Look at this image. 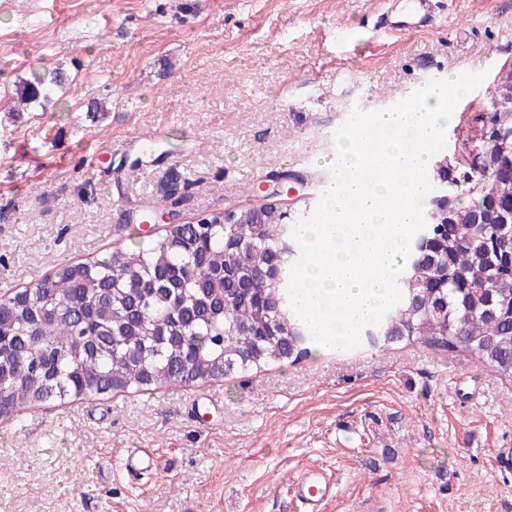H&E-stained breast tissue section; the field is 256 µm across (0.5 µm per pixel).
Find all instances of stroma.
<instances>
[{"label": "stroma", "instance_id": "obj_1", "mask_svg": "<svg viewBox=\"0 0 512 512\" xmlns=\"http://www.w3.org/2000/svg\"><path fill=\"white\" fill-rule=\"evenodd\" d=\"M380 0H0V294L129 246L174 193L180 221L259 204L275 172L320 195L335 132L439 73L512 67V0H440L439 26L380 39ZM66 74L13 114L32 73ZM162 458L125 471L133 449ZM512 512V383L403 343L327 350L195 386L48 402L0 421V512ZM336 479L322 467L305 468L298 476L294 498L306 512H320L322 506L333 496Z\"/></svg>", "mask_w": 512, "mask_h": 512}]
</instances>
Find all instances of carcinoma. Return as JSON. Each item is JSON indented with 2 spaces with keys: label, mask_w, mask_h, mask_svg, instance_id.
Returning a JSON list of instances; mask_svg holds the SVG:
<instances>
[{
  "label": "carcinoma",
  "mask_w": 512,
  "mask_h": 512,
  "mask_svg": "<svg viewBox=\"0 0 512 512\" xmlns=\"http://www.w3.org/2000/svg\"><path fill=\"white\" fill-rule=\"evenodd\" d=\"M35 75L20 104L61 86ZM462 142L483 169L439 154L429 196L452 197L412 239L398 278L399 304L380 323L375 347L396 343L465 354L512 382V101L471 118ZM174 221L148 242L67 264L0 296V416L49 401L68 403L189 386L300 363L319 349L287 296L299 257L291 231L313 212L274 205Z\"/></svg>",
  "instance_id": "carcinoma-1"
}]
</instances>
